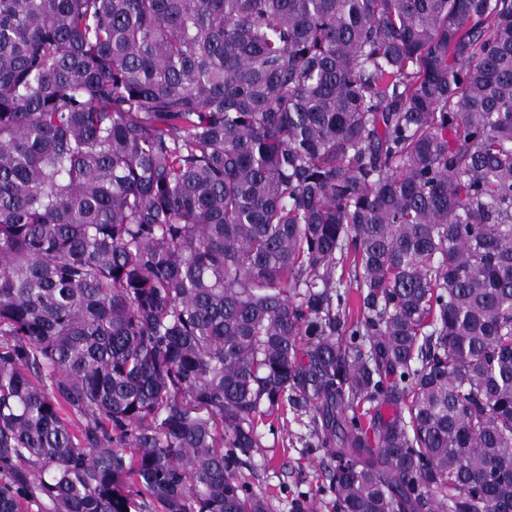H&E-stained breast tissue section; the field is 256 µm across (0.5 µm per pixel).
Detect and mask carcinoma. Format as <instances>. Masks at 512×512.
Returning a JSON list of instances; mask_svg holds the SVG:
<instances>
[{"mask_svg":"<svg viewBox=\"0 0 512 512\" xmlns=\"http://www.w3.org/2000/svg\"><path fill=\"white\" fill-rule=\"evenodd\" d=\"M290 409L512 512V0H0V512H270Z\"/></svg>","mask_w":512,"mask_h":512,"instance_id":"obj_1","label":"carcinoma"}]
</instances>
